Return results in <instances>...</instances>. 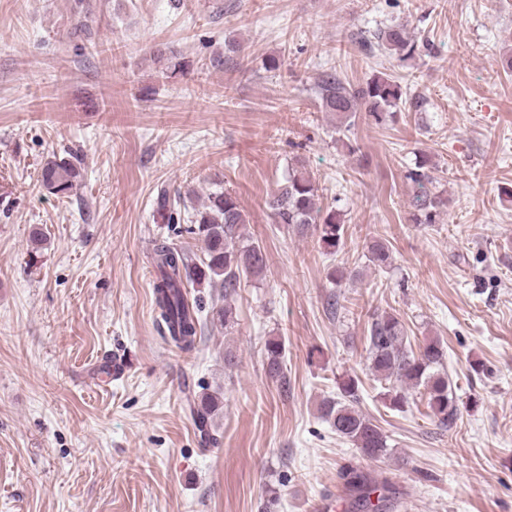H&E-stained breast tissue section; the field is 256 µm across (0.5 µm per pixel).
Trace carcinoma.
<instances>
[{"label":"carcinoma","mask_w":512,"mask_h":512,"mask_svg":"<svg viewBox=\"0 0 512 512\" xmlns=\"http://www.w3.org/2000/svg\"><path fill=\"white\" fill-rule=\"evenodd\" d=\"M378 40L400 60L414 56L418 44L401 26L390 27L378 34ZM321 107L338 117L348 118L362 112L364 118L377 124L392 117V108L402 96L401 87L387 77L376 76L364 84L354 85L345 81L335 71L321 75L318 81ZM81 178V168L65 160H49L41 170V183L50 194L65 196ZM407 179L413 185V212L415 224H434L445 200L427 187L431 176L427 161H422L408 171ZM276 224H295L298 227L314 225L320 241L330 251L337 250L342 241L343 223L340 213L324 210L318 202V188L298 160L288 169V178L266 201ZM159 210L168 224L181 223V212L171 206L167 195H161ZM187 233L194 235L203 253L201 264L193 263L186 252L161 245L155 250L154 281L155 305L159 313L162 332L180 350L196 348L202 326L196 307L188 298L189 283L195 281L217 283L224 288V306L218 308V321L229 326L234 322L231 301L238 295L241 277H258L266 267V257L261 246L245 244L240 239V228L245 223L237 198L229 191L217 189L207 196L203 209L190 220ZM369 262L382 269L389 264L390 250L382 239L374 240L368 249ZM368 368L386 389L390 409L399 412L409 402V390L421 391L425 397L430 417L443 427L453 423L457 405L448 374L443 370L445 351L437 340H428L415 351L407 347L408 330L405 322L395 313L383 311L370 315ZM267 371L281 388H288V377L283 370L284 346L278 338L265 345ZM359 381L349 377L339 383L337 397L326 399L319 405L321 418L329 423L336 436L351 442L363 456L371 459L391 455L387 438L381 428L358 408ZM218 408L213 395H203L194 404L193 413L203 440L215 443L216 438L208 429L211 414ZM346 489L353 494L354 502L371 506L370 496L377 495L379 505L389 508L396 497V488L388 480L377 482L352 466L342 468Z\"/></svg>","instance_id":"obj_1"}]
</instances>
